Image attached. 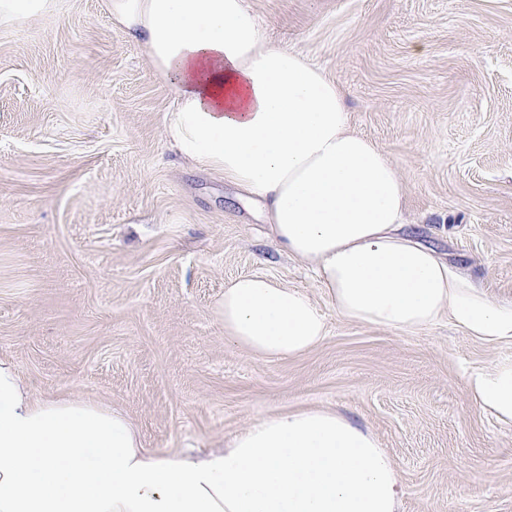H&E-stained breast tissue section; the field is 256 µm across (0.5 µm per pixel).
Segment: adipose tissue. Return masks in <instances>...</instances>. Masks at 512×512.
Listing matches in <instances>:
<instances>
[{"label":"adipose tissue","mask_w":512,"mask_h":512,"mask_svg":"<svg viewBox=\"0 0 512 512\" xmlns=\"http://www.w3.org/2000/svg\"><path fill=\"white\" fill-rule=\"evenodd\" d=\"M172 87L170 145L266 205L278 250L312 269L337 316L417 333L447 318L489 346L512 342V303L404 232V186L349 127L343 89L269 42L246 0H107ZM58 0H0V26ZM224 337L267 359L316 348L326 314L263 275L224 287ZM474 404L512 426V360L473 369ZM402 474L378 440L326 410L272 415L202 454L145 447L119 409L35 396L0 361V512H399Z\"/></svg>","instance_id":"obj_1"}]
</instances>
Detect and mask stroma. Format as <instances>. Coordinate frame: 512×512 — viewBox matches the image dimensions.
I'll return each instance as SVG.
<instances>
[{"mask_svg":"<svg viewBox=\"0 0 512 512\" xmlns=\"http://www.w3.org/2000/svg\"><path fill=\"white\" fill-rule=\"evenodd\" d=\"M345 91L418 241L512 302V0H247ZM172 89L106 0L0 27V359L32 392L121 408L147 447L220 448L252 421L343 413L402 472L399 512H512V426L468 369L512 359L447 321H345L279 253L260 203L166 143ZM260 273L329 316L287 359L224 338V286Z\"/></svg>","mask_w":512,"mask_h":512,"instance_id":"obj_1","label":"stroma"}]
</instances>
